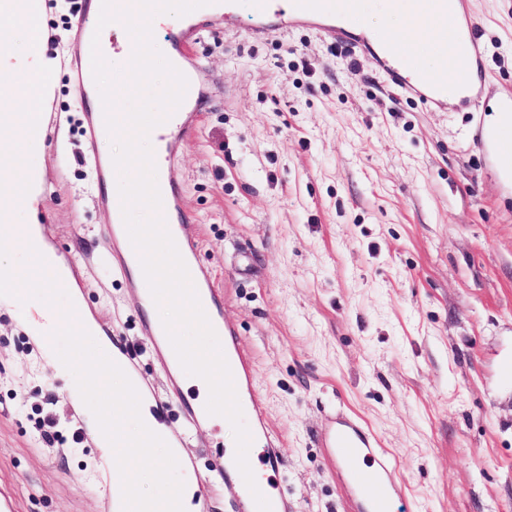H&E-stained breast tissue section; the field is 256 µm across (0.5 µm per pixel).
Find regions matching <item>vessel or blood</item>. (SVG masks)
<instances>
[{"label":"vessel or blood","instance_id":"1","mask_svg":"<svg viewBox=\"0 0 512 512\" xmlns=\"http://www.w3.org/2000/svg\"><path fill=\"white\" fill-rule=\"evenodd\" d=\"M457 0H412L405 18L407 27L426 25L440 37L446 38L448 54L440 69L429 70L424 65L423 52L401 55L387 48L381 51L382 65L394 78H406L409 72H417L419 78L412 83V91L441 109L475 110L480 106L484 92L482 76L485 72L484 56L478 38V23L473 17H465L456 26H449L448 12ZM367 0H254L253 11L257 30H264L269 21L282 17L300 21H320V30L331 40L343 38V27L333 24V17L359 19ZM99 12L93 0H77L74 16L77 37L86 48L91 46ZM224 17L223 0L195 10L185 23L168 35L173 65L188 80L185 98L179 108L163 124L152 131L164 152L177 156L183 143L195 135L199 115L210 100L209 92L203 91L199 71L200 59L195 51L204 34L213 32ZM76 89L87 99L98 97L99 90L93 79L91 55H75ZM456 72L459 82L449 85V72ZM481 150L503 169L506 178L512 179V163L502 152L495 131L481 132ZM157 183L162 198V213L166 226L188 268L197 290L201 305L217 335L224 338V355L229 364L244 421L252 435L253 447L259 448L258 459L263 466L279 471L284 459L270 434L258 405V397L252 386L250 361L240 341L224 327V295L216 287L209 272L197 262L199 241L188 224L181 205L180 180L174 169L158 170ZM101 203L112 214L109 230L110 252L126 269H140L139 256L132 246L124 224L119 196L102 194ZM144 328L157 338V353L164 360L171 376H178L182 367L160 323L148 320ZM322 444L329 456L342 468V477L353 503L354 512H393L395 500L400 495L396 468L392 460L379 449L375 437L359 423L340 419L326 430ZM224 490L239 505L238 512H257L254 498L235 464L234 454L224 456Z\"/></svg>","mask_w":512,"mask_h":512}]
</instances>
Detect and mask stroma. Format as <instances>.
Masks as SVG:
<instances>
[{
    "label": "stroma",
    "mask_w": 512,
    "mask_h": 512,
    "mask_svg": "<svg viewBox=\"0 0 512 512\" xmlns=\"http://www.w3.org/2000/svg\"><path fill=\"white\" fill-rule=\"evenodd\" d=\"M234 0L196 50L214 95L174 164L224 291V318L251 358L284 457L291 512H348L319 437L329 411L358 421L396 466L394 512H512V185L475 146L478 115L440 112L399 87L362 37L252 30ZM72 0H44L55 104L34 159L38 219L68 260L88 312L122 339L163 393L130 288L105 257L70 60ZM489 70L485 111L512 93V0H468ZM0 307V491L16 512H112V463ZM53 417L52 439L40 427ZM188 429L194 471L219 466L230 423Z\"/></svg>",
    "instance_id": "obj_1"
}]
</instances>
